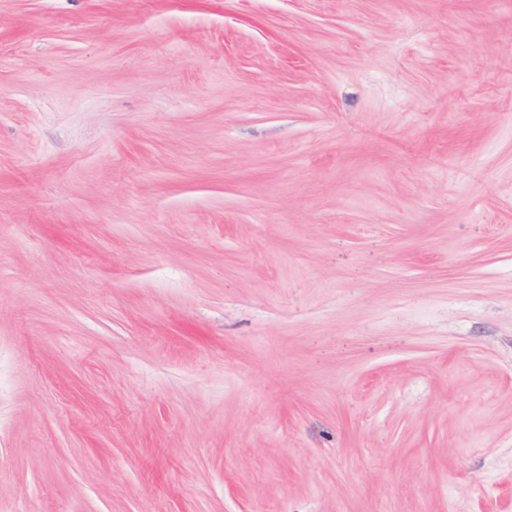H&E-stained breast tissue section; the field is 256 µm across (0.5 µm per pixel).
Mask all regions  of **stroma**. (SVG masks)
Listing matches in <instances>:
<instances>
[{"mask_svg":"<svg viewBox=\"0 0 512 512\" xmlns=\"http://www.w3.org/2000/svg\"><path fill=\"white\" fill-rule=\"evenodd\" d=\"M0 512H512V0H0Z\"/></svg>","mask_w":512,"mask_h":512,"instance_id":"1","label":"stroma"}]
</instances>
